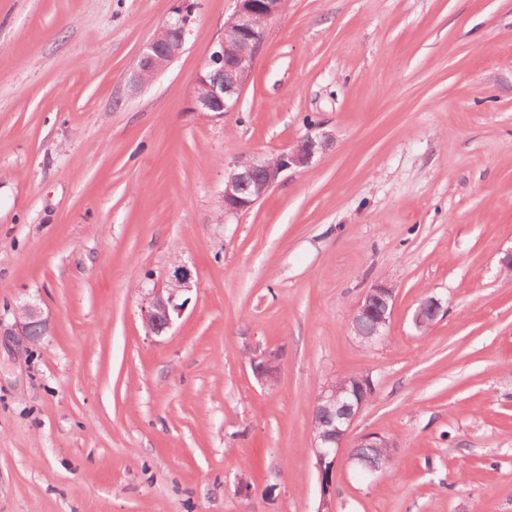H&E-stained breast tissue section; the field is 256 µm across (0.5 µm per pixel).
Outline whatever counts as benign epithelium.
Returning <instances> with one entry per match:
<instances>
[{"label":"benign epithelium","mask_w":512,"mask_h":512,"mask_svg":"<svg viewBox=\"0 0 512 512\" xmlns=\"http://www.w3.org/2000/svg\"><path fill=\"white\" fill-rule=\"evenodd\" d=\"M229 17L230 27L224 28L207 65L195 80L193 110L205 115L233 111L252 73L253 64L263 48L267 25L282 8L283 0H235ZM196 0H175L164 24L155 32L137 58L130 72L129 86L136 91L164 71L182 52L196 25ZM332 146V137L307 135L296 146L273 158L258 157L237 164L224 178V216L238 215L251 210L292 169L308 166L313 158ZM191 290V272L176 266L165 280L146 289L141 315L147 335L151 338L166 335L182 316L188 302L184 294ZM395 289L378 283L368 290L353 309L352 327L362 336L360 324L370 318L376 325L373 342L384 337L388 326ZM442 311L435 297L418 306L414 321L419 327L433 323ZM49 320L41 308L32 303L17 307L11 335L21 343L34 341L33 330L45 334ZM278 356L269 353L254 365L258 375L274 381ZM375 385L367 374L347 377L340 385L325 384L314 408L321 424L313 431L312 452L320 475L326 474L328 459L336 458L354 423L372 400ZM328 475V474H326ZM316 512H334L333 475L321 482L320 502Z\"/></svg>","instance_id":"benign-epithelium-1"}]
</instances>
